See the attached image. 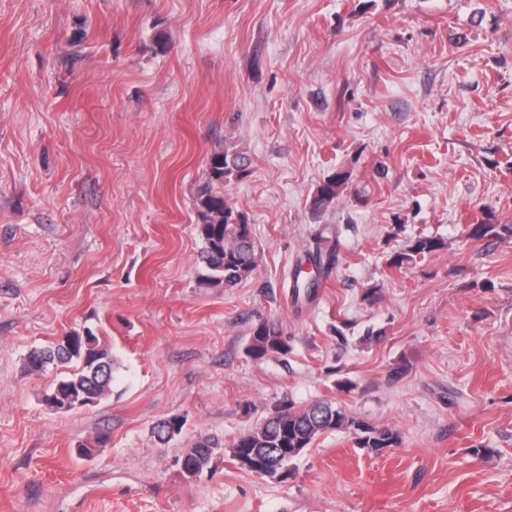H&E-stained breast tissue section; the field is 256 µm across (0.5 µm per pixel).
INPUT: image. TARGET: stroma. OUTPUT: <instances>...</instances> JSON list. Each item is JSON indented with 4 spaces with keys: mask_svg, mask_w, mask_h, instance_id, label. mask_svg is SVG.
<instances>
[{
    "mask_svg": "<svg viewBox=\"0 0 512 512\" xmlns=\"http://www.w3.org/2000/svg\"><path fill=\"white\" fill-rule=\"evenodd\" d=\"M221 145L256 245L226 289L194 207ZM483 221L512 225V0H0V512H512V239ZM266 319L290 350L258 362ZM86 326L112 394L54 411L25 357ZM323 400L399 445L183 477L198 437ZM348 174L343 171H336L317 187L311 200V207L316 212L327 209L339 196L342 186L346 183Z\"/></svg>",
    "mask_w": 512,
    "mask_h": 512,
    "instance_id": "35a3bbf8",
    "label": "stroma"
}]
</instances>
